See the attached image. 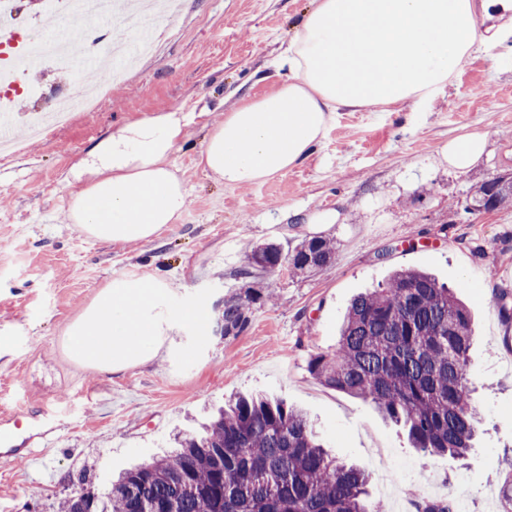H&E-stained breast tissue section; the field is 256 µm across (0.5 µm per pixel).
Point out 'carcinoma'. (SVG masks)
I'll return each mask as SVG.
<instances>
[{
    "label": "carcinoma",
    "instance_id": "1",
    "mask_svg": "<svg viewBox=\"0 0 512 512\" xmlns=\"http://www.w3.org/2000/svg\"><path fill=\"white\" fill-rule=\"evenodd\" d=\"M512 206V176L483 182L466 210ZM262 254L265 267L250 260ZM288 256L290 272L316 274L336 257L333 242L302 241L291 252L256 246L240 275L249 283L224 296V335L241 332L269 296L263 274ZM474 336L470 310L430 273L404 269L353 298L332 352L313 356L309 372L323 384L369 401L403 427L426 457L460 458L473 447L477 415L468 378ZM369 476L331 456L304 413L282 401L239 397L171 454L126 471L106 493L112 512H380ZM81 491L66 512H101L102 498ZM417 512H457L452 498L421 500Z\"/></svg>",
    "mask_w": 512,
    "mask_h": 512
}]
</instances>
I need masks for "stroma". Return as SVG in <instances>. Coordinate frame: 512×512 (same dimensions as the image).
Wrapping results in <instances>:
<instances>
[{"label": "stroma", "instance_id": "35a3bbf8", "mask_svg": "<svg viewBox=\"0 0 512 512\" xmlns=\"http://www.w3.org/2000/svg\"><path fill=\"white\" fill-rule=\"evenodd\" d=\"M312 0H178L151 54L112 85L98 110L34 139L18 128L0 159V427L15 449L0 459V512H60L80 491L106 493L134 463L170 450L179 430L204 422L239 393H263L302 409L328 450L372 476L370 494L387 512L419 499H460L492 512L512 456V321L493 293L512 292V207L471 214L485 180L512 175V53L480 50L435 99L399 112H337L301 166L231 188L197 164L206 126L240 98L270 92V62L286 47ZM195 119L173 156L190 190L179 223L159 239L118 247L70 224L77 184L71 164L113 126L171 108ZM485 133L487 153L466 171L438 164L448 141ZM335 242L330 269L306 277L266 275L272 301L255 307L240 333L216 319L249 247ZM401 268L432 272L472 310L473 403L481 418L461 458H425L371 403L310 374L312 356L335 348L351 299ZM164 277L175 296L211 286L209 344L188 370L172 342L149 364L117 373L75 359L65 332L114 276ZM60 440L36 441L44 424Z\"/></svg>", "mask_w": 512, "mask_h": 512}]
</instances>
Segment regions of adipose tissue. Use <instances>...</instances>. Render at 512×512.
<instances>
[{
  "label": "adipose tissue",
  "mask_w": 512,
  "mask_h": 512,
  "mask_svg": "<svg viewBox=\"0 0 512 512\" xmlns=\"http://www.w3.org/2000/svg\"><path fill=\"white\" fill-rule=\"evenodd\" d=\"M512 38V0H313L273 60L275 89L240 99L209 125L199 164L225 186H247L307 161L340 109L387 112L433 100L481 49ZM193 113L129 120L70 170L68 220L91 238L150 242L178 223L189 193L172 157ZM487 137L469 132L440 152L449 168L479 164Z\"/></svg>",
  "instance_id": "1"
}]
</instances>
